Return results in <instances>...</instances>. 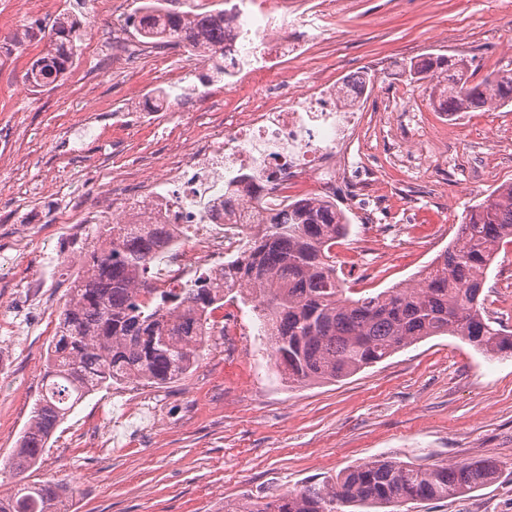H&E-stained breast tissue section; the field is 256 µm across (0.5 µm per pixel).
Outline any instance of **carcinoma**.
<instances>
[{"label":"carcinoma","mask_w":512,"mask_h":512,"mask_svg":"<svg viewBox=\"0 0 512 512\" xmlns=\"http://www.w3.org/2000/svg\"><path fill=\"white\" fill-rule=\"evenodd\" d=\"M224 10L184 12L146 0L136 31L145 44L180 47L189 57L224 51ZM84 36L79 17L64 12L46 27L26 26L0 40V58L27 43L45 52L24 74L38 92L62 79ZM411 83L428 82L430 96L450 114L512 104V69L471 80L465 62L426 57L406 63ZM349 222L332 200L302 198L271 217L252 241L236 281L265 298L259 319L274 365L290 384L338 381L424 338L457 336L486 355L512 351V334L484 315L482 293L499 249L512 243V182L498 186L462 219L457 239L438 254L421 279L406 287L353 298L332 259ZM163 233L137 224H107L86 270L71 282L46 354V383L8 465L13 475L33 469L56 428L93 392L128 380L165 385L185 376L206 342L208 320L221 302L211 275H198L185 292L159 289L146 304L136 295ZM489 460L420 465L375 459L319 484L264 504H228L224 512H344L346 507L401 506L445 500L498 478ZM57 483H25L0 494V512H61L68 497Z\"/></svg>","instance_id":"carcinoma-1"}]
</instances>
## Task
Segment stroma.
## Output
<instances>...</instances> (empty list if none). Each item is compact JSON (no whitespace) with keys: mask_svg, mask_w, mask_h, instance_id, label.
Returning a JSON list of instances; mask_svg holds the SVG:
<instances>
[{"mask_svg":"<svg viewBox=\"0 0 512 512\" xmlns=\"http://www.w3.org/2000/svg\"><path fill=\"white\" fill-rule=\"evenodd\" d=\"M142 0L89 9L86 45L59 82L32 91L23 75L45 49L33 43L0 64V488L2 467L41 392L46 349L67 290L100 228L84 225L77 258L64 253L69 223L101 184L131 182L147 164L176 160L224 122V77L181 49L156 62L129 19ZM76 0H0V37L32 20L49 24ZM137 54L139 70L127 55ZM434 53L464 57L482 79L512 68V0H337L336 21L309 55L288 62L297 88L309 75L343 82L372 75L365 135L351 147L368 163L372 213L352 211L336 269L351 296L415 280L453 241L467 207L512 181V105L461 113L451 125L429 89L399 62ZM180 86L182 99L142 121ZM150 112V111H149ZM436 135L428 159L403 162ZM486 315L512 333V244L483 291ZM241 335L213 328L182 379L126 383L89 395L60 424L27 482H62L70 512H224L265 503L376 458L414 464L490 459L497 480L400 512H512V356H488L441 335L358 373L288 384L273 363L252 302L230 300Z\"/></svg>","mask_w":512,"mask_h":512,"instance_id":"stroma-1","label":"stroma"}]
</instances>
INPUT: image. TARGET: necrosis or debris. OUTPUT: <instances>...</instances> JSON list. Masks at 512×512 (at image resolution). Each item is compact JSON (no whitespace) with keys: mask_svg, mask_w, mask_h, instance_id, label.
Returning a JSON list of instances; mask_svg holds the SVG:
<instances>
[{"mask_svg":"<svg viewBox=\"0 0 512 512\" xmlns=\"http://www.w3.org/2000/svg\"><path fill=\"white\" fill-rule=\"evenodd\" d=\"M317 19L292 14L288 0H239L238 20L224 40V131L203 150L188 149L165 174H142L120 208L84 210L82 224H160L169 265L155 288L186 287L199 267L232 285V266L261 234L269 214L285 211L294 194L334 193L355 179L348 144L362 114L353 87L321 79L300 96H282L279 65L305 58L333 19L323 0Z\"/></svg>","mask_w":512,"mask_h":512,"instance_id":"obj_1","label":"necrosis or debris"}]
</instances>
